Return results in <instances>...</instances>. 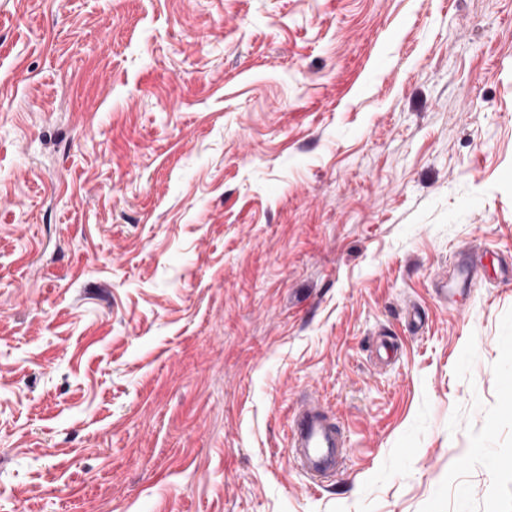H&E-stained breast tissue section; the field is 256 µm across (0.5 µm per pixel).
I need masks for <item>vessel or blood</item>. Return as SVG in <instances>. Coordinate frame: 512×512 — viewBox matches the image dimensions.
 <instances>
[{
	"label": "vessel or blood",
	"mask_w": 512,
	"mask_h": 512,
	"mask_svg": "<svg viewBox=\"0 0 512 512\" xmlns=\"http://www.w3.org/2000/svg\"><path fill=\"white\" fill-rule=\"evenodd\" d=\"M290 452L312 482L321 483L335 476L342 453L339 434L317 406H306L294 418Z\"/></svg>",
	"instance_id": "1"
}]
</instances>
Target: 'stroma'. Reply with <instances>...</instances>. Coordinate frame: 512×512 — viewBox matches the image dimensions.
<instances>
[{
	"label": "stroma",
	"instance_id": "35a3bbf8",
	"mask_svg": "<svg viewBox=\"0 0 512 512\" xmlns=\"http://www.w3.org/2000/svg\"><path fill=\"white\" fill-rule=\"evenodd\" d=\"M510 256L512 0H0V512H512ZM290 452L313 483L336 475L343 448L336 426L315 405L298 412L291 427Z\"/></svg>",
	"mask_w": 512,
	"mask_h": 512
}]
</instances>
